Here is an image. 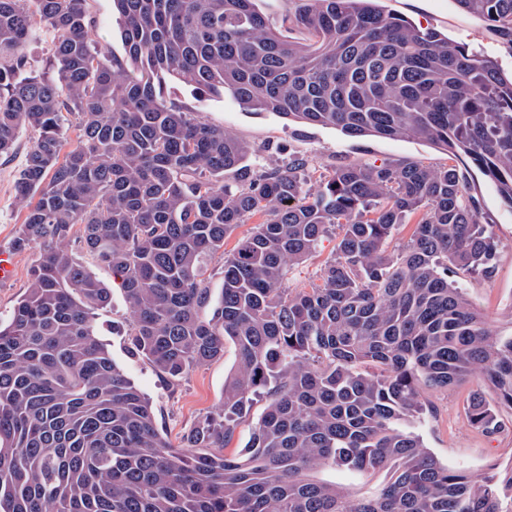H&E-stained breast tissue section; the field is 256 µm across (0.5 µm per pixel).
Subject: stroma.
<instances>
[{"label":"stroma","instance_id":"1","mask_svg":"<svg viewBox=\"0 0 512 512\" xmlns=\"http://www.w3.org/2000/svg\"><path fill=\"white\" fill-rule=\"evenodd\" d=\"M378 6L418 26L437 30L468 49L484 52L496 59L504 72H512V47L490 33L482 20L461 11L455 0H379ZM87 8L95 22L98 43L113 53H122L119 16L112 0H88ZM165 96L182 110L224 126L256 155H263L267 150L284 160L299 155L319 174L348 162L379 165L408 159L433 167L456 165L466 175L473 192L481 197L484 218L490 221L501 242L490 278L461 276L457 282L471 304L486 317L493 334L512 333V209L502 202L495 185L467 157L448 155L436 145L413 138H352L333 127L303 125L271 112L242 109L227 96L201 99L190 87L174 80L168 81ZM32 138V132H22L13 156L0 157V250H11L23 220L15 202L14 186ZM69 248L79 263L111 288L110 304L95 315L98 339L134 384L150 397L159 428L172 446H179L190 428L219 411L224 382L237 366L234 347L226 346L223 358L195 368L180 382L164 380L147 359L131 355L128 350L130 313L121 289L112 284L111 269L87 252L79 239H71ZM335 251V235L322 237L316 249L293 266L288 287L302 288L316 281ZM15 259L14 277L0 282V318L4 320L9 319L26 292L35 253L25 250L16 253ZM473 395L489 400L494 397L490 386L477 378L445 389L425 390L426 410L414 418L412 429L439 461L464 465L480 479L512 466V409L499 408L502 428L495 437H486L470 426L465 417L466 400Z\"/></svg>","mask_w":512,"mask_h":512}]
</instances>
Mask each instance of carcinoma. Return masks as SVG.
Listing matches in <instances>:
<instances>
[{"label": "carcinoma", "instance_id": "cac0c4a2", "mask_svg": "<svg viewBox=\"0 0 512 512\" xmlns=\"http://www.w3.org/2000/svg\"><path fill=\"white\" fill-rule=\"evenodd\" d=\"M87 2L0 0V157L34 132L14 249H36L0 320V512H512V468L477 482L406 424L423 389L466 376L512 409V334H492L449 279L490 276L500 249L464 174L410 160L315 180L302 158L257 168L224 126L164 96L172 78L352 137L427 140L468 157L512 208V76L375 0H297L287 21L308 43L284 39L257 0H113L122 58L93 41ZM455 2L512 45V0ZM45 38L38 60L28 47ZM333 225L317 281L285 287ZM74 237L112 268L132 353L166 380L234 345L221 411L181 447L97 338L111 293ZM257 396L263 413L227 453ZM468 418L500 426L481 396ZM327 467L392 476L351 499L312 479Z\"/></svg>", "mask_w": 512, "mask_h": 512}]
</instances>
